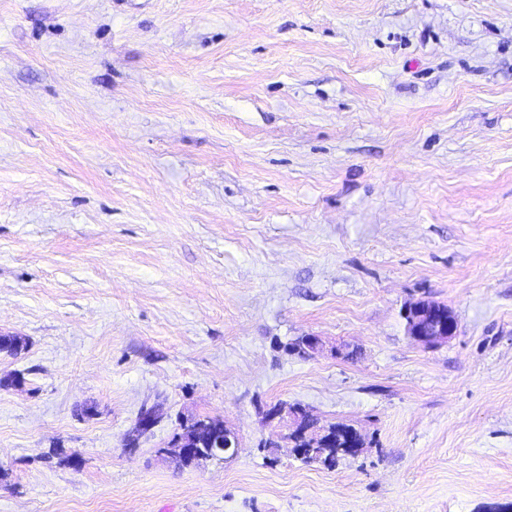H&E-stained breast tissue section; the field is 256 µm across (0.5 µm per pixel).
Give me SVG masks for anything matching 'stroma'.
Returning a JSON list of instances; mask_svg holds the SVG:
<instances>
[{
    "label": "stroma",
    "mask_w": 512,
    "mask_h": 512,
    "mask_svg": "<svg viewBox=\"0 0 512 512\" xmlns=\"http://www.w3.org/2000/svg\"><path fill=\"white\" fill-rule=\"evenodd\" d=\"M1 335L0 512L512 504V0H0ZM281 401L369 448L269 460ZM446 311L447 316L442 313V306L435 302L410 303L404 310L408 336L428 346L447 342L457 334L458 322L449 308ZM160 417V410L157 407H147L141 420L133 427L127 435V445L134 446L136 442L146 434ZM224 424L222 430L217 431L212 423L206 419H197L195 416L186 417L180 423L178 431L169 441L171 448H197L196 441L210 439L211 444L205 454L198 451L200 458L206 462L215 458H224V461L233 457L239 448V436L237 432L219 418Z\"/></svg>",
    "instance_id": "obj_1"
}]
</instances>
